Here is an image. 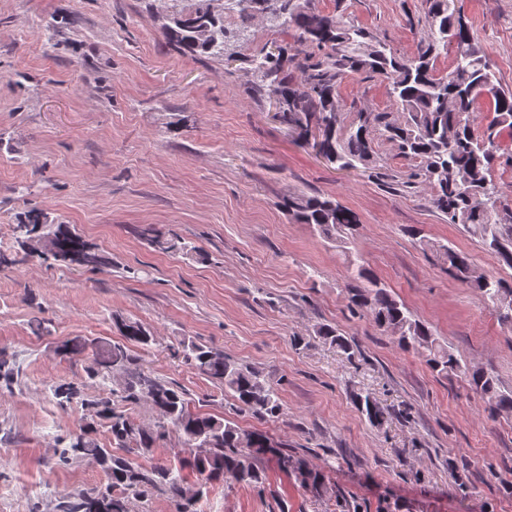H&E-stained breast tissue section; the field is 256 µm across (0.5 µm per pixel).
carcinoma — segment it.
<instances>
[{
  "label": "carcinoma",
  "mask_w": 512,
  "mask_h": 512,
  "mask_svg": "<svg viewBox=\"0 0 512 512\" xmlns=\"http://www.w3.org/2000/svg\"><path fill=\"white\" fill-rule=\"evenodd\" d=\"M237 23L224 20L223 0H193L190 8L176 10L163 24L166 42L180 54L206 55L227 61L236 58L238 48L250 38V24L260 14L273 27L292 30L300 49L263 51L250 59L256 81L252 94L260 99L278 96V122L298 141L320 137L327 162L342 171L369 170L379 166L381 157L375 138L386 140L412 165L404 181L409 188L424 183L431 190L430 203L448 219L480 240L482 248L498 264L512 268V209L504 206L501 192L491 179V167L500 151L501 132H512V92L496 82L486 54L470 33L469 25L453 8L454 0H422L427 35L420 40L414 56L397 55L390 45L359 25L348 12V0H335V9L323 13L312 7L313 0H228ZM455 48L447 74L437 72V58ZM381 77L387 81L393 112H358L346 120L336 104L338 87L347 75ZM481 99L488 101L494 118L483 134L475 131L473 113ZM288 214L300 224H310L327 240L346 249L354 238L356 215L330 197L292 193L284 199ZM28 222L13 225V235L23 256L33 258V239L43 234L38 216L30 212ZM56 253L42 262L72 266L90 244L65 224L53 229ZM142 235L165 251L192 252L194 248L174 237L163 238L153 229ZM419 245L464 285L482 292L503 323L512 322V284L479 271L468 254L440 242L419 239ZM347 292L355 310L366 312L375 326L390 333L398 346L414 351L438 374L450 378L462 374L470 389L480 396L490 415L512 413V391L501 389L491 369L467 368L431 327L417 318L408 306L381 284L348 252ZM125 342L110 343L99 338L74 336L59 342L66 358L92 356L93 372L108 379L121 376L118 388L92 403L96 416L107 424L112 448H103L81 430L61 450L63 461L89 460L102 467L107 484L76 493L57 505L59 512H129L131 501L149 509V493L167 497L173 512H194L190 487L181 470L168 464L149 468L134 465L112 449L142 454L152 452L156 443L171 432L182 447L193 453L192 466L202 475L197 494L207 484L224 481L258 487L265 474L261 462L276 460L311 493L320 494L323 475L304 468L300 458L288 454L283 444L266 432L244 430L221 416L194 410L192 399L139 365L130 346L147 347L153 341L139 322L121 323ZM317 335L337 347L351 362L355 352L350 342L330 326ZM173 356L199 375L211 379L230 394L238 407L259 420L277 418L282 404L276 389L258 369L239 363L224 351L193 340H182ZM136 404L146 401L157 412L151 425L136 423L117 409L113 398ZM356 406L370 424L380 422L382 411L370 393L356 395Z\"/></svg>",
  "instance_id": "cac0c4a2"
}]
</instances>
